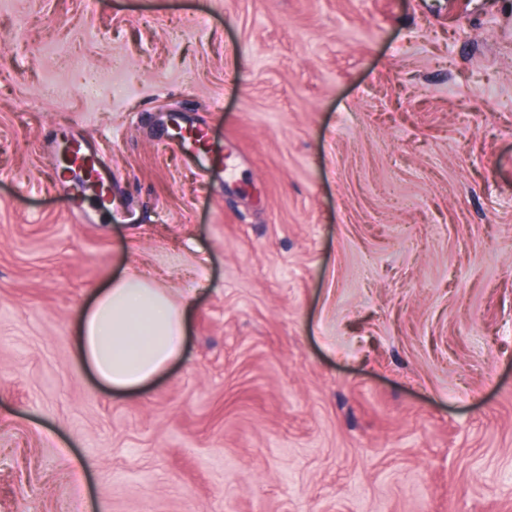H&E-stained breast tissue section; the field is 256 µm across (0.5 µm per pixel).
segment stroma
<instances>
[{
	"mask_svg": "<svg viewBox=\"0 0 512 512\" xmlns=\"http://www.w3.org/2000/svg\"><path fill=\"white\" fill-rule=\"evenodd\" d=\"M131 264L197 294L120 394ZM0 512H512V0H0ZM180 139L182 144L190 147L199 158H206L207 134L204 129L195 126L181 129ZM67 163L70 167H78L85 171L88 184L95 186L98 173L97 158L90 153L81 143H76L71 148ZM180 303L145 269L130 265L81 313V361L112 388L134 391L163 374L184 350L186 316L196 289Z\"/></svg>",
	"mask_w": 512,
	"mask_h": 512,
	"instance_id": "1",
	"label": "stroma"
}]
</instances>
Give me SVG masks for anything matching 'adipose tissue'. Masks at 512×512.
Segmentation results:
<instances>
[{
	"label": "adipose tissue",
	"mask_w": 512,
	"mask_h": 512,
	"mask_svg": "<svg viewBox=\"0 0 512 512\" xmlns=\"http://www.w3.org/2000/svg\"><path fill=\"white\" fill-rule=\"evenodd\" d=\"M190 303L174 301L145 269L129 266L82 311L81 361L115 392L140 388L180 358Z\"/></svg>",
	"instance_id": "ef3b65f1"
}]
</instances>
